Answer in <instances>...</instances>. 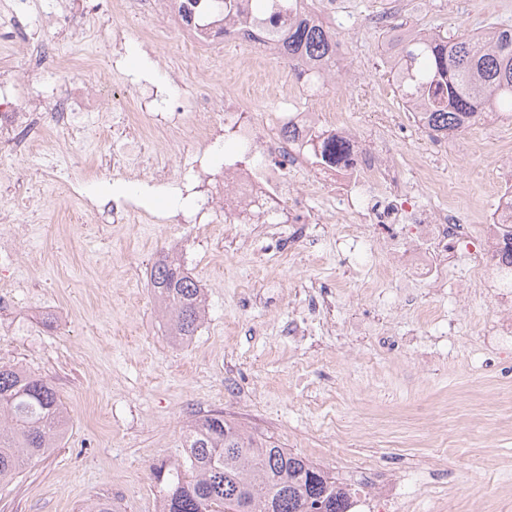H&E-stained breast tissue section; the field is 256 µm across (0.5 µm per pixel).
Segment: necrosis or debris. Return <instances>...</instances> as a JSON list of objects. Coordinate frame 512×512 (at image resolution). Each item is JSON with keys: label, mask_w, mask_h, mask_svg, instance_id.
Returning a JSON list of instances; mask_svg holds the SVG:
<instances>
[{"label": "necrosis or debris", "mask_w": 512, "mask_h": 512, "mask_svg": "<svg viewBox=\"0 0 512 512\" xmlns=\"http://www.w3.org/2000/svg\"><path fill=\"white\" fill-rule=\"evenodd\" d=\"M119 22L99 53L112 59V82L129 86L134 107L118 116L119 126L132 129V141L112 148L95 161V174L146 175L156 185L175 186L194 203L191 213L179 214V224L208 231L223 225L243 246L254 243L261 227L279 228L286 246L263 252L262 263H296L318 243L322 216L346 222L340 238L347 258L366 254L375 303L411 311L418 323L446 318L448 265L454 257L468 261L469 283L490 292L495 309L476 331L473 354L495 350L512 352V174L501 178L493 196V221L473 229L471 213L458 204L469 193L465 181L449 183L438 161L442 148L419 152L398 162L396 132L399 124L388 112L374 114L367 130L354 129L350 114L357 105L349 94L328 95L320 86L327 72L305 60H291L281 50L294 19L317 16L325 20L336 11V0H322L312 13L308 0H112ZM32 0H0V44L7 49L40 44L36 54L0 62V186L25 194L32 208L49 196L62 195L87 211L111 217L116 224L155 223L125 198L106 203L91 201L84 182L75 177L66 159L76 140H87L92 117L100 115L107 100L90 72L89 61L66 51L74 44L83 23L78 0H55L46 26L56 37L45 39L41 30L27 26ZM171 36L184 52L223 46L224 68L195 70L187 107L169 109L162 91L140 81L130 83L120 47L129 39L150 45L160 35ZM61 73V89L41 87L45 71ZM233 81L229 97L217 95L219 79ZM262 84L269 100L282 104L279 112H257L247 103L246 89ZM300 99L298 109L285 102ZM190 138H182L183 130ZM238 142L237 156L212 168L205 148L224 134ZM156 149L145 163V144ZM178 157L190 178L176 176L170 164ZM411 167L414 180L405 182L402 166ZM445 198V205L430 207L423 197ZM358 216V225L348 224ZM437 297L423 303L420 287ZM341 282L323 284L306 309L288 325V336L303 345L323 330L322 306L335 302ZM376 321L345 319V336H376L389 351L419 354L418 332L377 335ZM359 479L344 475L349 512H406L401 493L402 471L384 473L374 464L357 465Z\"/></svg>", "instance_id": "4bbe7bcc"}]
</instances>
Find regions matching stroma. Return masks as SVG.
<instances>
[{"mask_svg":"<svg viewBox=\"0 0 512 512\" xmlns=\"http://www.w3.org/2000/svg\"><path fill=\"white\" fill-rule=\"evenodd\" d=\"M391 0H343L334 31L347 56L336 63L326 91L355 88L356 127L372 112L404 114L400 93L383 49L399 28L456 37L491 24L512 26V0H398L396 28L367 26ZM181 57L175 41L147 49L124 47L132 80L171 86L172 104H183L188 86L171 85L169 65ZM471 135L487 149L468 155L459 137L448 140V178L467 180L464 207L489 208L502 155L512 146V114L477 123ZM90 197L129 196L141 208L164 214L187 208L175 188H155L123 175L91 179ZM41 234L17 244L13 302L0 309V364H19L50 378L70 416L69 429L50 457L27 465L0 484V512H85L109 497L120 512H157L159 484L154 467L183 462L182 434L195 418L227 404L224 377L236 372L244 397L264 418V435L311 461L339 472L344 461L371 460L404 470V496L417 503L423 477L419 459L445 460L448 475L461 481L493 463L500 470L473 492L458 496L455 512H512V407L490 393L497 370L470 364L463 352L473 338L470 323L491 315L488 298L470 295L449 302L458 340L448 344L441 327H420L436 358L419 368L413 356L379 351L372 337L340 345L318 335L294 349L284 330L296 293L327 279L346 283L351 297L337 302L336 320L370 312L393 333L416 327L406 313L381 309L360 287L356 264L344 263L329 245L325 264L307 256L293 267L266 269L216 231L195 236L185 224H97L64 198L49 201L38 216ZM177 257L204 288L205 317L195 336L173 344L149 284L158 253ZM275 280L283 286L276 305L249 306L241 281ZM449 405L448 427L439 429L419 413ZM402 428L397 442L371 447L366 428L384 412ZM350 436L336 440L337 422ZM416 512H426L419 507Z\"/></svg>","mask_w":512,"mask_h":512,"instance_id":"1","label":"stroma"}]
</instances>
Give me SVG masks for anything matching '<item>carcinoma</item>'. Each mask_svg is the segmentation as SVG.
Returning a JSON list of instances; mask_svg holds the SVG:
<instances>
[{
    "label": "carcinoma",
    "mask_w": 512,
    "mask_h": 512,
    "mask_svg": "<svg viewBox=\"0 0 512 512\" xmlns=\"http://www.w3.org/2000/svg\"><path fill=\"white\" fill-rule=\"evenodd\" d=\"M390 73L406 103L426 107L429 134L454 136L493 112H512V27L451 38L408 30L397 39ZM288 56L334 62L336 40L306 19L291 25ZM167 332L180 344L195 335L202 288L164 256L150 272ZM68 428L51 380L18 365H0V483L59 447ZM185 469L154 470L164 482L159 512H220L248 497L247 512H347L346 493L320 465L266 438L244 433L223 412L206 415L183 435Z\"/></svg>",
    "instance_id": "obj_1"
}]
</instances>
